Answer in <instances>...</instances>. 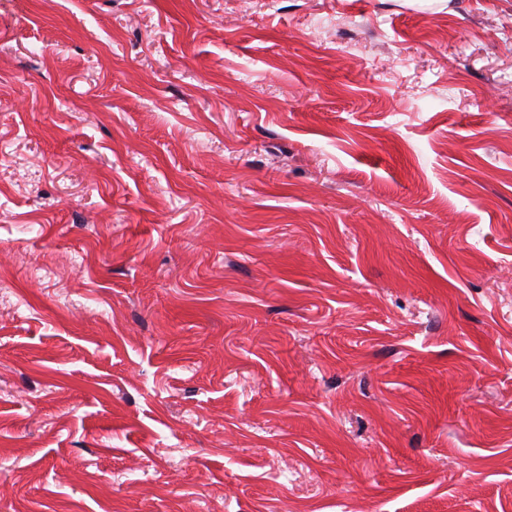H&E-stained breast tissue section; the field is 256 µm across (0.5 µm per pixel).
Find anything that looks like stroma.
Returning <instances> with one entry per match:
<instances>
[{
    "label": "stroma",
    "instance_id": "35a3bbf8",
    "mask_svg": "<svg viewBox=\"0 0 512 512\" xmlns=\"http://www.w3.org/2000/svg\"><path fill=\"white\" fill-rule=\"evenodd\" d=\"M0 512H512V0H0Z\"/></svg>",
    "mask_w": 512,
    "mask_h": 512
}]
</instances>
